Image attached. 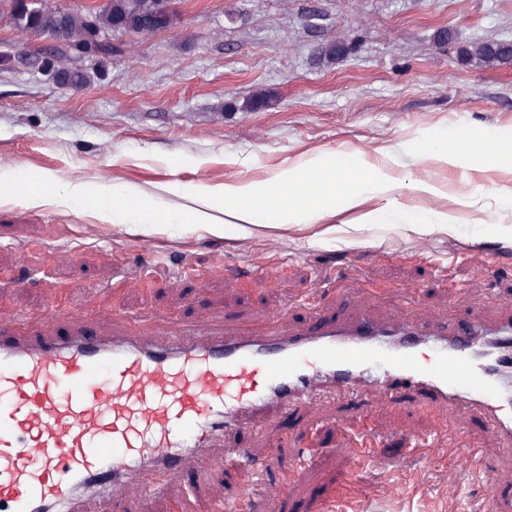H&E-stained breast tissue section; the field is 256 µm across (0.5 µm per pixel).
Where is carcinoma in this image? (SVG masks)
<instances>
[{
    "mask_svg": "<svg viewBox=\"0 0 512 512\" xmlns=\"http://www.w3.org/2000/svg\"><path fill=\"white\" fill-rule=\"evenodd\" d=\"M166 24L157 12V0H106L100 7L84 12L62 9L50 10L41 15L24 11L17 14L13 27L24 31L42 25L53 30L67 47L101 41V37L114 32L145 35L154 28ZM465 62L507 63L512 57L504 48L479 41L458 49ZM58 84L80 90L91 84L87 71L72 68L66 62L57 65Z\"/></svg>",
    "mask_w": 512,
    "mask_h": 512,
    "instance_id": "carcinoma-1",
    "label": "carcinoma"
}]
</instances>
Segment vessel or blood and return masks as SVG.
<instances>
[{"label":"vessel or blood","instance_id":"vessel-or-blood-1","mask_svg":"<svg viewBox=\"0 0 512 512\" xmlns=\"http://www.w3.org/2000/svg\"><path fill=\"white\" fill-rule=\"evenodd\" d=\"M357 300L350 319L290 330L271 316L262 335L116 316L109 334L63 339L48 312L35 335L0 333V512H126L132 493L159 492L155 476L204 472L226 428L266 431L327 385L391 402L424 394L512 440L502 382L482 368L512 356V319L475 318L464 336L427 312L376 321ZM456 458L495 485L481 449Z\"/></svg>","mask_w":512,"mask_h":512}]
</instances>
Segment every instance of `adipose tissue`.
<instances>
[{
  "mask_svg": "<svg viewBox=\"0 0 512 512\" xmlns=\"http://www.w3.org/2000/svg\"><path fill=\"white\" fill-rule=\"evenodd\" d=\"M433 150L458 164L511 163L512 133L463 134L434 145ZM390 185L389 175L379 167L326 155L263 184H225L224 214L244 224L265 215L284 224H303L355 208Z\"/></svg>",
  "mask_w": 512,
  "mask_h": 512,
  "instance_id": "ef3b65f1",
  "label": "adipose tissue"
}]
</instances>
